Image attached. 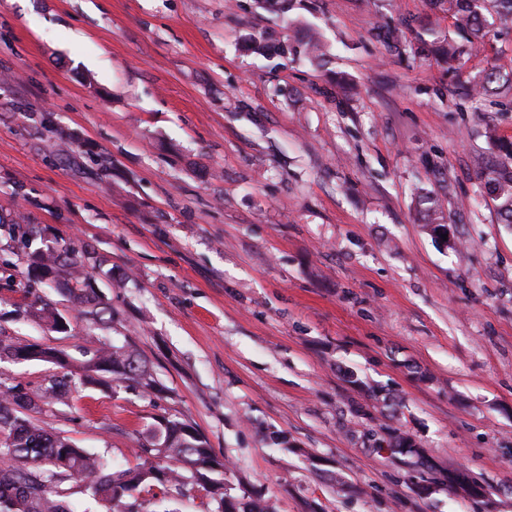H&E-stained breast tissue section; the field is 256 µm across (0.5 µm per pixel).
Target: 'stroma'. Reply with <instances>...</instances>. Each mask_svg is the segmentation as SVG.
Here are the masks:
<instances>
[{"label":"stroma","instance_id":"stroma-1","mask_svg":"<svg viewBox=\"0 0 512 512\" xmlns=\"http://www.w3.org/2000/svg\"><path fill=\"white\" fill-rule=\"evenodd\" d=\"M453 33L440 0H0V213L105 256L112 305L94 329L45 286L71 328L32 321L0 230V336L128 341L164 387L107 374L34 419L125 470L182 418L275 512H512V225L477 165L512 108L463 93L512 31L452 73ZM58 371L5 358L0 384Z\"/></svg>","mask_w":512,"mask_h":512}]
</instances>
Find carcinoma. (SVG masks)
<instances>
[{"mask_svg": "<svg viewBox=\"0 0 512 512\" xmlns=\"http://www.w3.org/2000/svg\"><path fill=\"white\" fill-rule=\"evenodd\" d=\"M448 12L456 20L459 44L448 40L445 55L453 70L466 52L465 44L479 37L490 14L494 22L512 28V0H448ZM480 95L512 93V71L491 69L481 74L474 85ZM492 152L480 166L481 188L491 195L497 214L504 224H512V141L490 137ZM0 229L18 239L26 254L23 291L31 294L34 286L49 279L58 293L86 320L108 324L111 313L105 296L90 287L87 271L105 264V259L87 249L44 244L32 247L38 235L32 226L16 236L20 222L0 218ZM28 316L47 329L59 332L68 319L52 303L36 298L28 304ZM23 350L29 356L42 353L51 357L60 372L48 380L41 394L33 397L24 388L0 385V512H75L63 486L71 485L89 493L106 512H153V502L141 496V488L153 486L165 498L182 495L188 486H197L211 495L215 512H273L262 496L247 491L240 503L226 492L224 479L214 477L227 469L216 459L206 438L191 424L163 417L138 438L141 463L133 470L113 471L101 455L79 448L58 432L36 423L29 412L37 402L68 404L75 375L70 357L63 350L0 339V359L15 358ZM80 380L95 382V374L110 373L147 391L158 390L151 367L130 345L104 343L90 352L83 362ZM169 460L155 465L154 459Z\"/></svg>", "mask_w": 512, "mask_h": 512, "instance_id": "obj_1", "label": "carcinoma"}]
</instances>
